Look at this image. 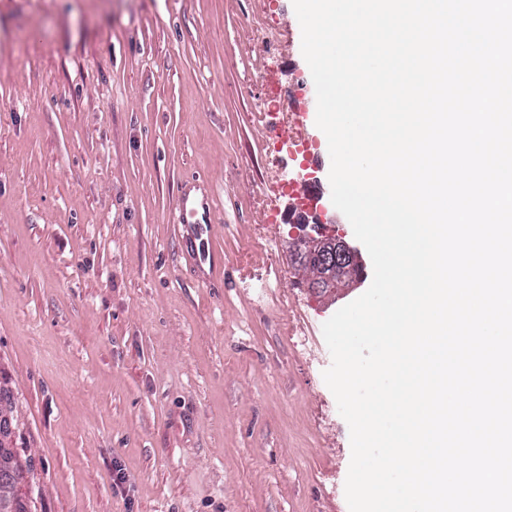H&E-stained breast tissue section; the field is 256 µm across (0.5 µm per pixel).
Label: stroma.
<instances>
[{
  "label": "stroma",
  "mask_w": 512,
  "mask_h": 512,
  "mask_svg": "<svg viewBox=\"0 0 512 512\" xmlns=\"http://www.w3.org/2000/svg\"><path fill=\"white\" fill-rule=\"evenodd\" d=\"M301 41L292 0H0V374L36 512H349L322 326L373 265ZM301 218L352 287L312 286ZM300 266L316 275L315 284L322 288H338L358 275L359 256L339 238H316L301 234L295 243Z\"/></svg>",
  "instance_id": "stroma-1"
}]
</instances>
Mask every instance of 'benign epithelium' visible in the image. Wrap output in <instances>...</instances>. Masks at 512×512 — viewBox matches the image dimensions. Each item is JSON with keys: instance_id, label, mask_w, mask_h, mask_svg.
Returning <instances> with one entry per match:
<instances>
[{"instance_id": "7a95c632", "label": "benign epithelium", "mask_w": 512, "mask_h": 512, "mask_svg": "<svg viewBox=\"0 0 512 512\" xmlns=\"http://www.w3.org/2000/svg\"><path fill=\"white\" fill-rule=\"evenodd\" d=\"M300 266L316 275L315 284L326 288H338L358 275L361 262L359 256L339 238H316L301 234L295 243ZM0 464L15 474L30 481L21 458L14 448H0Z\"/></svg>"}]
</instances>
